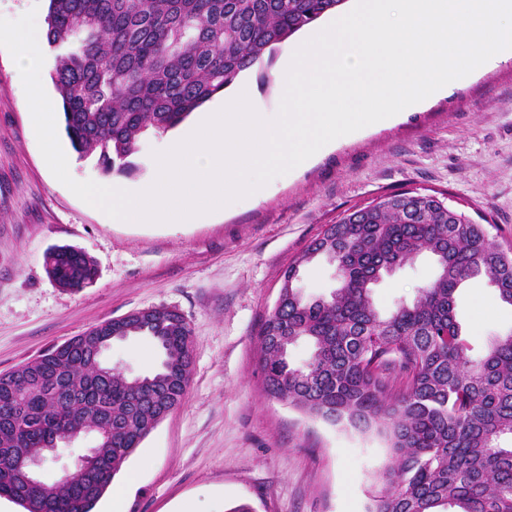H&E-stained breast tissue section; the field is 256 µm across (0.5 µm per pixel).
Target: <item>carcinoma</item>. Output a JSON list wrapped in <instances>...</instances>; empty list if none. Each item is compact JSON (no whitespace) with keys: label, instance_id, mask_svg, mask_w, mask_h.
<instances>
[{"label":"carcinoma","instance_id":"cac0c4a2","mask_svg":"<svg viewBox=\"0 0 512 512\" xmlns=\"http://www.w3.org/2000/svg\"><path fill=\"white\" fill-rule=\"evenodd\" d=\"M345 2L49 0L46 39L61 50L53 82L73 151L97 157L106 174H131L144 135L168 133ZM421 252L434 257L436 276L381 314L373 286ZM318 255L337 264L336 287L307 300L282 283L281 303L261 326L267 395L386 437L391 461L368 512H512V334L474 358L456 318L459 288L479 275L512 306V254L465 213L401 192L344 214L288 268ZM45 266L63 288L97 276L70 245L51 248ZM112 333L151 339L158 368L136 378L118 366L93 373L89 339ZM303 340L313 351L295 367L288 349ZM191 368L188 322L154 309L149 320H107L0 373V498L24 512H93L124 461L180 405ZM86 430L98 445L71 476L22 491L19 458L44 459L49 441Z\"/></svg>","mask_w":512,"mask_h":512}]
</instances>
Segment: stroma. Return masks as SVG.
<instances>
[{
	"mask_svg": "<svg viewBox=\"0 0 512 512\" xmlns=\"http://www.w3.org/2000/svg\"><path fill=\"white\" fill-rule=\"evenodd\" d=\"M277 62L242 75L254 106L274 113ZM404 190L447 200L512 252V56L461 78L395 120L343 136L260 198L197 224H122L77 198L40 152L22 78L0 52V373L128 313L166 306L192 329L193 366L180 406L124 463L122 512H367L390 460L377 431L330 425L265 392L258 331L283 273L347 211ZM85 251L92 284L69 290L45 270L55 245ZM431 255L372 291L381 313L434 278ZM463 337L482 351L512 332V306L480 279L460 290ZM107 360L131 375L158 363L152 342L113 343Z\"/></svg>",
	"mask_w": 512,
	"mask_h": 512,
	"instance_id": "1",
	"label": "stroma"
}]
</instances>
